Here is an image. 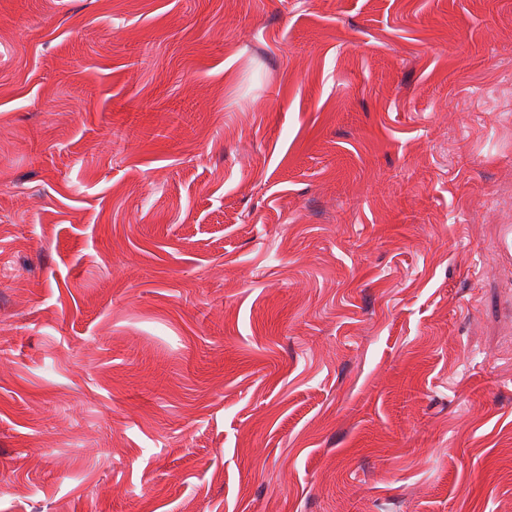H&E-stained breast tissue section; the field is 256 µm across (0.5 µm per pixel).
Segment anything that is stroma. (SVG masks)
<instances>
[{"label":"stroma","instance_id":"35a3bbf8","mask_svg":"<svg viewBox=\"0 0 512 512\" xmlns=\"http://www.w3.org/2000/svg\"><path fill=\"white\" fill-rule=\"evenodd\" d=\"M512 0H0V512H512Z\"/></svg>","mask_w":512,"mask_h":512}]
</instances>
